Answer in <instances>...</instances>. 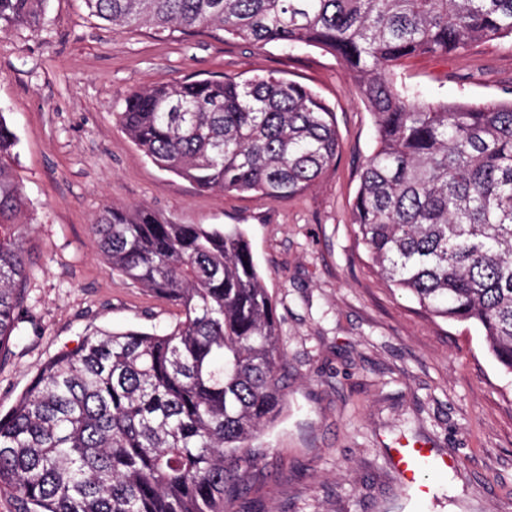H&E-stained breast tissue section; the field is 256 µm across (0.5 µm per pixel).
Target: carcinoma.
<instances>
[{
  "label": "carcinoma",
  "instance_id": "obj_1",
  "mask_svg": "<svg viewBox=\"0 0 512 512\" xmlns=\"http://www.w3.org/2000/svg\"><path fill=\"white\" fill-rule=\"evenodd\" d=\"M47 0H0V31L40 28ZM119 27L216 28L320 47L374 116L352 215L373 265L442 318L479 325L512 373V99L432 103L394 80L406 58L512 44V0H84ZM117 119L159 168L202 191L278 201L336 165L335 114L272 74L135 91ZM0 113V350L19 329L34 249ZM90 231L119 277L176 306L168 333L96 331L44 362L0 412V494L16 512H224L280 415L276 306L246 232L107 205Z\"/></svg>",
  "mask_w": 512,
  "mask_h": 512
}]
</instances>
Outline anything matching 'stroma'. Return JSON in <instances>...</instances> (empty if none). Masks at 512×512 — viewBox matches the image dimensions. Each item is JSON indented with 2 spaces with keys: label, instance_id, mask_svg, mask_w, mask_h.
Masks as SVG:
<instances>
[{
  "label": "stroma",
  "instance_id": "obj_1",
  "mask_svg": "<svg viewBox=\"0 0 512 512\" xmlns=\"http://www.w3.org/2000/svg\"><path fill=\"white\" fill-rule=\"evenodd\" d=\"M274 74L336 114L334 170L271 201L199 190L161 170L116 120L126 97L187 77ZM399 82L431 102L482 103L512 90V45L406 59ZM0 111L35 251L21 334L0 351V410L40 363L97 330L170 331L167 300L113 274L89 226L107 205L148 206L180 224H236L251 242L281 325L286 408L253 441L259 461L224 512H512V374L472 323L432 316L376 272L352 224L373 117L336 56L225 38L110 26L83 0H48L36 32H0ZM422 443L429 495L402 484L389 449Z\"/></svg>",
  "mask_w": 512,
  "mask_h": 512
}]
</instances>
